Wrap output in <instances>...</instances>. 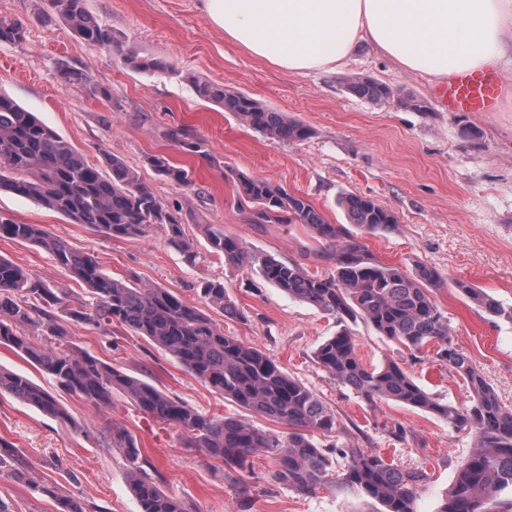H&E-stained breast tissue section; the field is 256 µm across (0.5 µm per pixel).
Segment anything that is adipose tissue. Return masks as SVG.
<instances>
[{
    "label": "adipose tissue",
    "instance_id": "1",
    "mask_svg": "<svg viewBox=\"0 0 512 512\" xmlns=\"http://www.w3.org/2000/svg\"><path fill=\"white\" fill-rule=\"evenodd\" d=\"M230 43L298 75L341 71L364 44L444 80L512 59V0H201Z\"/></svg>",
    "mask_w": 512,
    "mask_h": 512
}]
</instances>
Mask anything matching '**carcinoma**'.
Segmentation results:
<instances>
[{"mask_svg": "<svg viewBox=\"0 0 512 512\" xmlns=\"http://www.w3.org/2000/svg\"><path fill=\"white\" fill-rule=\"evenodd\" d=\"M56 14L79 38L110 50L122 47L112 29L100 24L88 11L86 0H49ZM25 39L22 24L0 18V42ZM124 61L144 72L177 74L159 61L143 59L134 49L123 51ZM68 88L92 84L81 70H63ZM197 95L220 104L242 124L282 143L309 136L308 128L282 112L238 91L195 80ZM353 94L376 102L391 99L390 89L372 79L347 82ZM183 151L208 155L206 143L181 130L171 132ZM106 169L89 163L67 140L33 112L0 92V189L33 199L67 217L87 224L113 238L138 239L159 224L167 240L189 264L196 261L193 240L182 224V208L163 203L140 173L119 156L104 153ZM152 169L174 184H193L189 170L171 164L163 156L148 158ZM236 191L237 208L246 204L254 211V224H300L319 244L316 252L332 264L324 274L302 264L284 262L271 255L250 251L243 239L224 231L221 224H205L213 252L231 268L257 267L262 277L288 295L336 318V334L315 350L317 364L337 382L369 403L392 400L429 412L456 429H469L473 448L461 465L454 485L439 512H512V409L503 407L470 359L457 349L450 336L448 316L433 297L442 286L434 269L422 265L410 274L398 266L378 261L361 237L331 224L307 198L275 186L264 178L229 171ZM350 221L366 234L388 233L397 217L366 196L341 200ZM0 240L21 241L49 252L73 281L86 290L91 301L52 288L43 280L0 257V346L25 355L38 371L50 375L64 393L109 406L119 393L143 413L175 426L188 436L191 448L243 472L255 454L267 457L274 477L288 487L310 493L336 471V486L353 489L380 506L378 512H415L416 487L421 474L401 470L385 462L376 451L334 443L318 446L316 436L337 432L336 414L308 387L288 375L262 350L236 336L224 334L201 309L183 301L167 288L137 287L106 274L95 257L50 235L39 224H21L0 215ZM476 305L490 314L512 321L505 308L487 293L457 283ZM200 295L209 307L228 316L239 315L224 284L206 281ZM112 331L125 327L169 352L194 377L216 393L232 400L250 416L208 417L186 403L77 347L68 340L58 318ZM361 320L381 336L395 341L411 354L427 345L436 347L434 359L455 372L471 391L469 403L457 406L432 396L395 361L367 366L358 356L349 324ZM58 340L46 347L35 338ZM9 394L62 421L69 420L59 398L28 377L0 367V396ZM272 419L288 427L280 436L257 427L252 417ZM112 442L125 452L129 480L140 512H189L179 498L164 493L141 459L136 439L124 428H112ZM19 458L10 443L0 439V475L9 472L30 488L56 500V512H86L73 497L58 496L50 487L26 476L17 467Z\"/></svg>", "mask_w": 512, "mask_h": 512, "instance_id": "1", "label": "carcinoma"}]
</instances>
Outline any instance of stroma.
I'll list each match as a JSON object with an SVG mask.
<instances>
[{
  "label": "stroma",
  "mask_w": 512,
  "mask_h": 512,
  "mask_svg": "<svg viewBox=\"0 0 512 512\" xmlns=\"http://www.w3.org/2000/svg\"><path fill=\"white\" fill-rule=\"evenodd\" d=\"M87 7L124 45L174 67V74L134 70L119 53L87 44L48 0H0V17L25 28L21 43L0 42V92L36 112L89 163L100 166L105 153L117 155L140 171L163 202L182 203L183 226L194 239L197 260L186 263L157 225L140 239L110 238L7 190H0V214L43 225L49 234L93 254L111 276L170 289L195 306L202 303L197 293L202 281L223 282L240 312L235 318L210 310L225 334L261 349L314 391L339 420L338 441L420 472L417 512H438L471 451V433L393 401L366 403L332 379L316 364L314 351L335 335V318L289 297L258 269H230L198 227L223 225L255 252L324 271L328 263L316 257V243L301 225L255 224L237 209L228 171L306 197L333 224L348 222L341 197L372 198L395 214L398 226L389 234L364 236L369 252L410 273L426 265L441 275L445 285L436 300L448 315L454 344L501 404L512 408V321L490 316L458 288L466 283L512 307V97L500 99L490 112L444 111L438 83L395 67L367 45L352 55L344 72L293 74L226 41L200 0H87ZM65 68L88 72L109 88L111 100L86 88L64 87L60 72ZM350 77L413 94L428 108L418 112L392 101L362 99L347 90ZM196 78L288 114L307 126L308 138L281 143L243 125L220 105L198 98ZM174 130L204 139L209 158L183 152L170 138ZM152 155L190 168L193 186L186 190L158 176L147 163ZM0 256L49 284L73 286L51 255L34 245L0 240ZM352 329L364 364L397 361L434 396L467 403L462 379L431 357L411 356L367 324ZM68 330L77 346L145 375L206 415L241 413L232 400L143 337L124 331L110 336L73 324ZM61 400L70 421L0 396V438L55 495L84 502L88 512H139L128 463L112 444L116 424L135 436L159 488L183 500L190 512H376L368 497L332 483L310 493L290 489L272 479L273 465L261 455L251 470L225 471L220 462L188 447L182 430L155 421L123 396H114L106 408L75 395ZM79 424L87 433L76 432ZM54 497L32 496L26 483L0 476V499L13 512H56Z\"/></svg>",
  "instance_id": "1"
}]
</instances>
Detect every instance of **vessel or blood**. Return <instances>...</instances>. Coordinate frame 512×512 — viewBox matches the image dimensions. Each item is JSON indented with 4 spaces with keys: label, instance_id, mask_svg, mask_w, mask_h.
Returning <instances> with one entry per match:
<instances>
[{
    "label": "vessel or blood",
    "instance_id": "1",
    "mask_svg": "<svg viewBox=\"0 0 512 512\" xmlns=\"http://www.w3.org/2000/svg\"><path fill=\"white\" fill-rule=\"evenodd\" d=\"M503 80L498 72H459L441 85V104L451 112H486L499 96Z\"/></svg>",
    "mask_w": 512,
    "mask_h": 512
}]
</instances>
